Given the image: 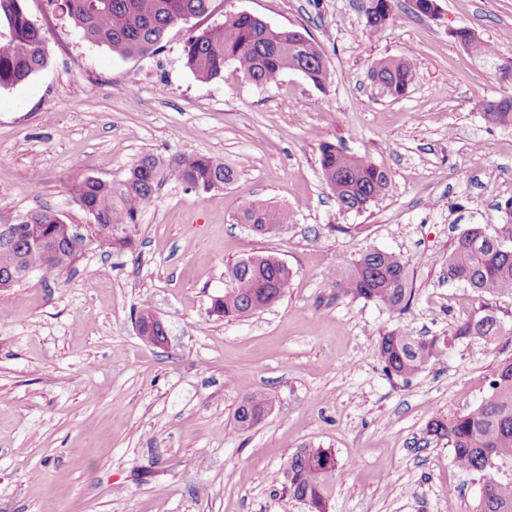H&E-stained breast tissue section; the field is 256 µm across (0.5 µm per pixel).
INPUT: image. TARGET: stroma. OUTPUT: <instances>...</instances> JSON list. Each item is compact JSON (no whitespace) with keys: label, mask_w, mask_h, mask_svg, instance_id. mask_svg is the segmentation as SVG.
Masks as SVG:
<instances>
[{"label":"stroma","mask_w":512,"mask_h":512,"mask_svg":"<svg viewBox=\"0 0 512 512\" xmlns=\"http://www.w3.org/2000/svg\"><path fill=\"white\" fill-rule=\"evenodd\" d=\"M437 3L428 17L394 0L372 32L359 0H212L158 51L122 58L50 0H25L49 63L0 89V220L49 207L85 243L69 268L0 290V512H307L259 477L309 443L339 464L329 512H472L478 476L426 427L482 401L497 364L512 360V337L450 342L440 365L406 382L377 355L388 330L443 338L483 306L512 326V295L480 297L444 276L457 238L494 231L512 197V128L483 117L512 84L454 33L512 56V0ZM240 12L316 40L325 88L291 71L258 85L231 65L198 81L183 60L189 32ZM385 56L412 64L402 98L370 79ZM324 142L388 170V194L340 211L319 166ZM146 154L208 155L236 177L208 192L167 180L133 249L93 244L68 176L116 179ZM256 202L288 208L292 223L255 235L235 218ZM372 249L408 260L404 313L328 281L339 259ZM259 253L291 269L283 299L248 319L213 315L226 267ZM145 300L167 326L166 348L134 331ZM253 389L272 410L243 431L233 414Z\"/></svg>","instance_id":"stroma-1"}]
</instances>
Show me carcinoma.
<instances>
[{"mask_svg": "<svg viewBox=\"0 0 512 512\" xmlns=\"http://www.w3.org/2000/svg\"><path fill=\"white\" fill-rule=\"evenodd\" d=\"M212 0H56L83 37L126 58L160 48L173 26L209 12ZM365 27L384 28L390 18L387 0H364ZM461 44L479 58L495 61L502 79L512 81V58L501 59L495 48L462 28ZM46 38L28 14L24 0H0V89L23 83L48 64L43 51ZM321 47L295 29L276 28L258 17L227 15L224 22L193 32L184 49V65L200 81L219 78L233 64L249 80L272 84L298 67L308 70L309 81L325 84L327 70ZM372 80L397 99L412 82L411 63L384 57L373 62ZM495 112L483 113L491 125L512 127V96L500 99ZM319 165L336 206L343 212H360L385 196L391 187L388 171L364 156L349 154L332 143L320 145ZM208 192L230 184L234 171L206 155L182 156L174 164L153 154L139 159L125 175L111 181L83 171L69 177V189L81 207L94 218L93 239L101 247L121 252L135 244L142 214L151 207L156 190L168 178ZM499 209L503 223L489 233L476 225L466 230L448 255L446 277L461 281L480 296L512 294V198ZM288 209L265 203L245 207L237 221L252 225L261 237L281 232L292 221ZM59 214L49 208L24 213L26 232L12 245L0 242V276L9 277L45 262L47 236L56 234ZM229 287L213 300L214 314L243 319L267 311L283 298L290 278L273 255L255 254L227 268ZM330 282L343 295L372 301L392 312L405 311L411 301L408 262L382 250H369L336 265ZM456 340L479 337L494 343L512 336L495 312L485 306L458 322L451 331ZM448 341L425 339L394 328L382 334L377 353L387 374L409 380L443 360ZM270 409L262 392L250 391L235 410L242 430L259 425ZM427 435L444 441L452 450L454 465L485 480V494L474 512H512V483L499 480L487 467L494 453L512 458V361L500 363L491 374L488 393L474 408L453 415H439L427 426ZM337 461L328 448L312 445L297 449L273 479L296 501L313 504L311 512H328L336 485Z\"/></svg>", "mask_w": 512, "mask_h": 512, "instance_id": "carcinoma-1", "label": "carcinoma"}]
</instances>
